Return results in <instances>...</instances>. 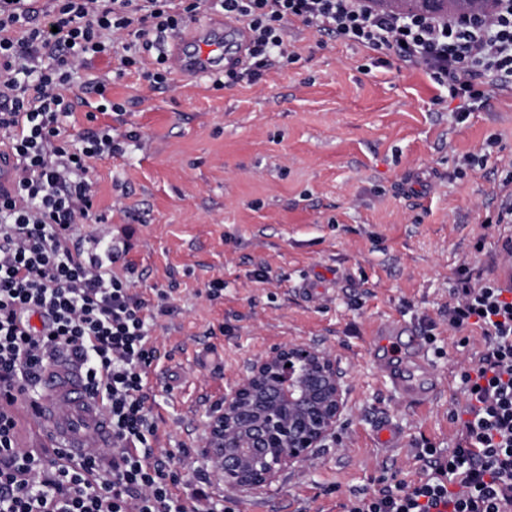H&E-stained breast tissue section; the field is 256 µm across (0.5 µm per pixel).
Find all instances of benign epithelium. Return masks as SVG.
Wrapping results in <instances>:
<instances>
[{"label":"benign epithelium","instance_id":"benign-epithelium-1","mask_svg":"<svg viewBox=\"0 0 512 512\" xmlns=\"http://www.w3.org/2000/svg\"><path fill=\"white\" fill-rule=\"evenodd\" d=\"M346 392L345 374L326 351L292 343L256 357L209 415L205 447L213 472L241 492L271 485L336 438Z\"/></svg>","mask_w":512,"mask_h":512}]
</instances>
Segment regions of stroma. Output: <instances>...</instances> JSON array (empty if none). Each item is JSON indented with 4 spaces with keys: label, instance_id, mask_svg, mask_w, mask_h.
<instances>
[{
    "label": "stroma",
    "instance_id": "1",
    "mask_svg": "<svg viewBox=\"0 0 512 512\" xmlns=\"http://www.w3.org/2000/svg\"><path fill=\"white\" fill-rule=\"evenodd\" d=\"M291 62L254 84L173 73L151 87L131 70L109 95L124 111L95 122L139 141L94 160L97 197L83 228L126 244L135 291H167L173 311L148 324L157 348L148 405L159 456H172L181 497L199 487L208 413L225 385L275 346L302 342L336 356L346 374L337 443L280 473L270 487L212 498L236 512H345L381 478L422 474L423 448L459 439V371L484 348L481 331L448 325L458 280L499 276L511 224H497L512 195V88L492 89L465 120L418 67L388 50L288 26ZM122 48L79 77L83 106L65 135L88 128L98 96L88 80L116 70ZM333 273L317 299L303 281ZM221 282L209 293L212 282ZM418 325L440 378L424 406L398 400L369 352L379 323ZM390 422L398 448L373 439Z\"/></svg>",
    "mask_w": 512,
    "mask_h": 512
}]
</instances>
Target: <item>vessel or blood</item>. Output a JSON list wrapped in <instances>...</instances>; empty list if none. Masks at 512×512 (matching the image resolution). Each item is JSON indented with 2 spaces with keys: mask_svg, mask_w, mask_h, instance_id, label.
<instances>
[{
  "mask_svg": "<svg viewBox=\"0 0 512 512\" xmlns=\"http://www.w3.org/2000/svg\"><path fill=\"white\" fill-rule=\"evenodd\" d=\"M248 33L235 21L225 18L196 27L189 35H174L169 53L182 72L196 77L210 71L215 62L232 68L244 61ZM377 367L397 398L411 404H424L436 395L440 382L425 353H417L413 367L390 360ZM15 411L31 418L35 431L32 445L62 449L78 461L87 449L112 444V430L102 402L89 396L81 373L64 364L42 369L38 395L20 400Z\"/></svg>",
  "mask_w": 512,
  "mask_h": 512,
  "instance_id": "b4317fda",
  "label": "vessel or blood"
}]
</instances>
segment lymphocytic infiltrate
I'll use <instances>...</instances> for the list:
<instances>
[{"label":"lymphocytic infiltrate","instance_id":"obj_1","mask_svg":"<svg viewBox=\"0 0 512 512\" xmlns=\"http://www.w3.org/2000/svg\"><path fill=\"white\" fill-rule=\"evenodd\" d=\"M0 0V137L16 158L12 186L0 190V512H217L203 491L183 498L175 473L152 446L157 427L145 374L156 358L148 312L128 276L83 262L75 251L94 204L92 160L124 153L111 127L65 136L76 109L75 74L109 53L113 36L133 33L121 60L153 85L173 73L162 39L188 19L222 10L248 34L244 68L215 76L257 82L291 59L287 28L301 21L365 47L387 49L424 68L457 100L458 120L486 86L512 87V0L485 13L403 17L365 0ZM155 69H146L147 57ZM453 329L478 327L486 353L460 373L465 403L454 448L422 449L423 477L383 479L347 512H506L512 505V288L461 279L448 306ZM83 365L86 388L104 403L111 449H87L71 463L49 448L17 445L12 410L59 354Z\"/></svg>","mask_w":512,"mask_h":512}]
</instances>
